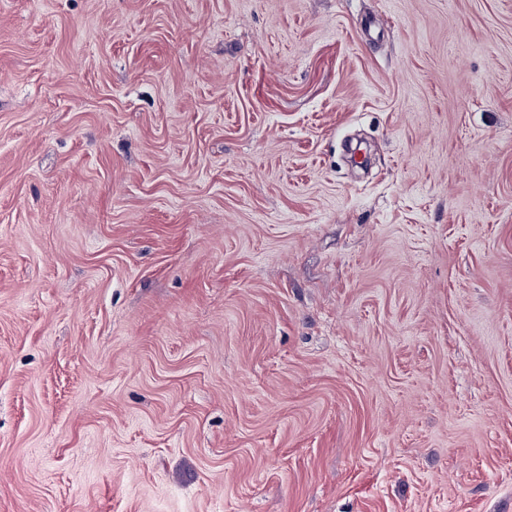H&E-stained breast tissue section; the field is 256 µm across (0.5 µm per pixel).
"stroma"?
<instances>
[{"label":"stroma","mask_w":512,"mask_h":512,"mask_svg":"<svg viewBox=\"0 0 512 512\" xmlns=\"http://www.w3.org/2000/svg\"><path fill=\"white\" fill-rule=\"evenodd\" d=\"M0 512H512V0H0Z\"/></svg>","instance_id":"35a3bbf8"}]
</instances>
